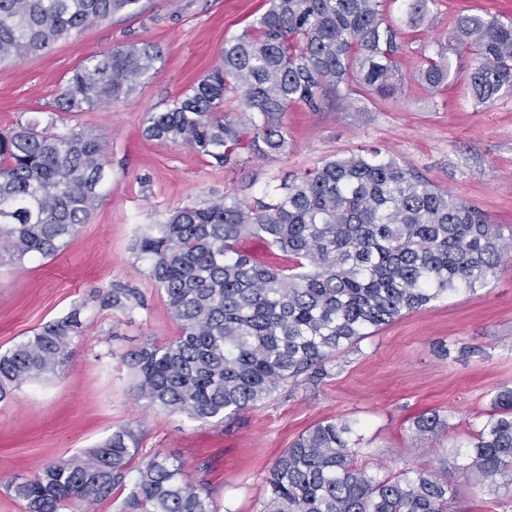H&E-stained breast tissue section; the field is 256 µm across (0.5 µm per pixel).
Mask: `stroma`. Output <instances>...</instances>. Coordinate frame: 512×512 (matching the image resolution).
I'll list each match as a JSON object with an SVG mask.
<instances>
[{
	"label": "stroma",
	"mask_w": 512,
	"mask_h": 512,
	"mask_svg": "<svg viewBox=\"0 0 512 512\" xmlns=\"http://www.w3.org/2000/svg\"><path fill=\"white\" fill-rule=\"evenodd\" d=\"M142 4L140 14L114 15L45 54L0 62V132L52 116L57 130L90 128L109 144L106 195L67 247L53 257L0 259L1 353L75 305L84 323L59 376L23 384L0 402V512H22L8 489L12 479L79 455L121 427L134 430L143 452L178 459L184 478L208 491L219 512H260L276 460L326 420L351 426L355 459L368 472L429 471L458 487L469 512H489L490 494L476 490L454 454L470 446L497 391L512 387V260L476 290L442 297L336 352L323 372L279 387L235 417L201 422L154 408L138 393L131 354L169 342L180 328L131 245L175 208L227 192L252 200L326 160L367 149L407 162L512 229V95L475 105L468 85L474 59L464 49L449 53L447 88L417 78L459 14L512 20V0H435L417 25L400 0H388L386 18L403 42L394 94L328 95L314 111L291 107L283 117L286 153L235 169L146 138L144 122L207 74L225 39L248 28L269 0ZM141 41L156 44L161 58L132 97L54 113L59 87L88 55ZM113 284L136 289L141 305L101 309L95 295ZM429 410L448 417L452 429L417 439L412 422Z\"/></svg>",
	"instance_id": "1"
}]
</instances>
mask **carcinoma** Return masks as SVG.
Here are the masks:
<instances>
[{
    "label": "carcinoma",
    "instance_id": "cac0c4a2",
    "mask_svg": "<svg viewBox=\"0 0 512 512\" xmlns=\"http://www.w3.org/2000/svg\"><path fill=\"white\" fill-rule=\"evenodd\" d=\"M386 0H271L270 8L224 40L221 63L164 112L147 114L151 139L188 146L235 169L284 153L288 107L311 110L327 94L394 89L401 44L385 18ZM424 19L435 0H403ZM141 0H0V60L32 57ZM479 59L472 98L487 107L512 93V21L462 14L448 40L425 58L418 78L448 85L449 47ZM161 52L149 42L86 57L59 88L58 112H88L134 95ZM107 142L92 129L0 133V249L21 261L54 256L88 223L103 199ZM259 238L288 260L255 262L239 248ZM138 257L180 325L163 346L130 357L149 405L190 420L231 417L338 350L438 298L485 283L512 258V232L476 206L436 188L412 167L361 150L294 177L282 191L250 202L233 193L174 209L143 233ZM100 305L126 311L136 292L110 287ZM82 307L36 329L0 354V401L22 384L58 375ZM472 436L462 469L488 482L502 512L512 508V388L499 390ZM434 412L414 422L416 437L448 432ZM347 423L326 421L302 433L266 478L261 512H460L456 486L416 471L378 476L356 465ZM137 472L126 485L130 472ZM181 463L140 455L133 430L46 464L9 485L24 512H83L127 487L121 512H217L210 495L183 482ZM505 489L504 497L499 490Z\"/></svg>",
    "mask_w": 512,
    "mask_h": 512
}]
</instances>
